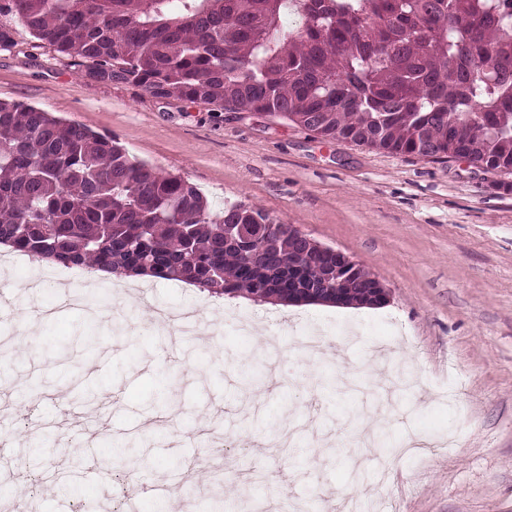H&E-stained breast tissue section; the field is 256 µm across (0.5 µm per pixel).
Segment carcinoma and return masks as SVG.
Instances as JSON below:
<instances>
[{"label": "carcinoma", "instance_id": "1", "mask_svg": "<svg viewBox=\"0 0 512 512\" xmlns=\"http://www.w3.org/2000/svg\"><path fill=\"white\" fill-rule=\"evenodd\" d=\"M290 10L303 24L287 31ZM0 16L155 98L512 172V0H0ZM0 245L255 302L336 287L361 302L378 287L292 225L242 202L214 212L113 137L18 102H0Z\"/></svg>", "mask_w": 512, "mask_h": 512}]
</instances>
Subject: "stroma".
Here are the masks:
<instances>
[{"instance_id": "obj_1", "label": "stroma", "mask_w": 512, "mask_h": 512, "mask_svg": "<svg viewBox=\"0 0 512 512\" xmlns=\"http://www.w3.org/2000/svg\"><path fill=\"white\" fill-rule=\"evenodd\" d=\"M0 100L115 136L132 159L197 186L212 209H261L345 253L389 291L380 307H287L177 280L69 279L43 262L0 265V336L14 337L0 355V432L15 439L0 463L19 489L29 472L42 475L36 494L22 498L27 512L57 502L74 512L83 499L119 512L134 475L175 490L188 512L215 500L240 512L256 471L270 476L271 493L301 507L324 491L344 502V490L360 487L369 512H512V174L326 143L258 112L157 99L91 78L20 24L13 47L0 50ZM67 292L87 297V308L41 321L36 335L58 344L29 349L22 318ZM91 308L102 330L90 354L75 331ZM159 308L196 310L212 336L172 343L151 323ZM246 319L257 324L253 335L236 327ZM310 329L324 334L331 360L303 353ZM271 343L291 378L245 387L240 371ZM326 370L329 389L320 382ZM65 401L78 422L104 402L100 440L135 438L139 448L106 469L67 440L40 447ZM205 428L245 446L225 451L219 485L195 437ZM356 429L416 433L430 445L390 460L346 441L323 457V437ZM101 468L108 484L92 488L85 474ZM62 470L77 498L58 499Z\"/></svg>"}]
</instances>
